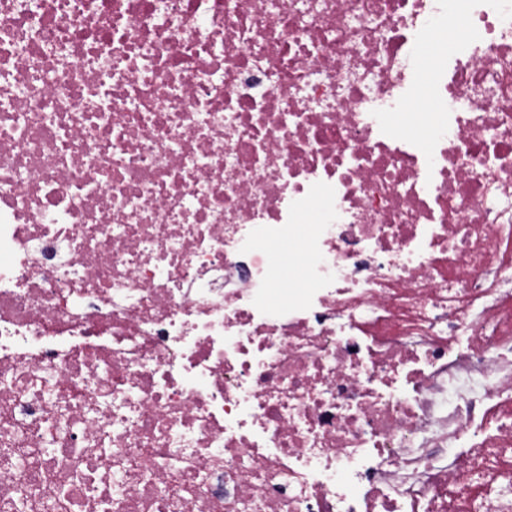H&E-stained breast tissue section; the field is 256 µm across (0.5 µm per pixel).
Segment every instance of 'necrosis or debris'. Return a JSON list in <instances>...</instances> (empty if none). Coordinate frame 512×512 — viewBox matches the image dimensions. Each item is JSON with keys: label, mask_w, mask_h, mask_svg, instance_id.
Wrapping results in <instances>:
<instances>
[{"label": "necrosis or debris", "mask_w": 512, "mask_h": 512, "mask_svg": "<svg viewBox=\"0 0 512 512\" xmlns=\"http://www.w3.org/2000/svg\"><path fill=\"white\" fill-rule=\"evenodd\" d=\"M0 512H512V0H0ZM456 36V31L447 26L440 33L437 41H418L414 43L412 47L415 50V78L421 88H424L431 79V60L433 57L445 48H447L448 53L451 52L456 46ZM426 112H434V106L430 101L425 99L419 105L413 106L403 112V114L397 116L395 122L406 124L414 136L421 138L425 133L426 122L422 113Z\"/></svg>", "instance_id": "4bbe7bcc"}]
</instances>
